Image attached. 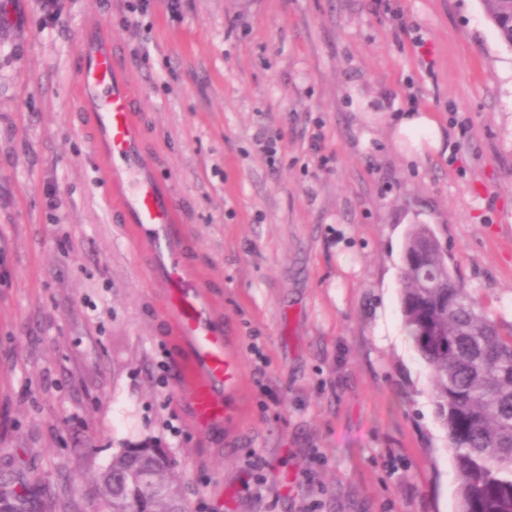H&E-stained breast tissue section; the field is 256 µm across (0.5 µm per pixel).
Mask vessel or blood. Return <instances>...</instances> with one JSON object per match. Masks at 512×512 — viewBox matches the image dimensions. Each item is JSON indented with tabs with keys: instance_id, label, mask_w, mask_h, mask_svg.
<instances>
[{
	"instance_id": "obj_1",
	"label": "vessel or blood",
	"mask_w": 512,
	"mask_h": 512,
	"mask_svg": "<svg viewBox=\"0 0 512 512\" xmlns=\"http://www.w3.org/2000/svg\"><path fill=\"white\" fill-rule=\"evenodd\" d=\"M74 87L107 197L121 222L139 234L146 260L166 290L173 331L191 346L190 358L177 362L176 370L192 392L196 422L205 428L223 421L229 415L224 394L240 385L242 366L216 327L200 278L179 258L175 231L181 205L145 158L137 93L111 34L98 20H88L82 29Z\"/></svg>"
}]
</instances>
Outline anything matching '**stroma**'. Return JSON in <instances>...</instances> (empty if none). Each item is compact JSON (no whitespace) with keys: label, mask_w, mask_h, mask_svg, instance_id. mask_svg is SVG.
<instances>
[{"label":"stroma","mask_w":512,"mask_h":512,"mask_svg":"<svg viewBox=\"0 0 512 512\" xmlns=\"http://www.w3.org/2000/svg\"><path fill=\"white\" fill-rule=\"evenodd\" d=\"M43 4L0 0V473L97 512L98 470L146 439L188 512H456L400 276L408 231L429 225L512 322V49L480 0ZM91 18L129 68L145 156L181 202V261L243 367L207 430L172 370L190 349L75 110ZM411 109L440 149L397 142ZM394 125L395 137L413 136V153L441 147L444 134L436 120L428 112H402Z\"/></svg>","instance_id":"obj_1"}]
</instances>
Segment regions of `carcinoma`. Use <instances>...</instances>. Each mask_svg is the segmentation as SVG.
Segmentation results:
<instances>
[{
    "label": "carcinoma",
    "mask_w": 512,
    "mask_h": 512,
    "mask_svg": "<svg viewBox=\"0 0 512 512\" xmlns=\"http://www.w3.org/2000/svg\"><path fill=\"white\" fill-rule=\"evenodd\" d=\"M499 39L512 48V0H481ZM403 254V328L432 383L436 418L456 466L457 509L512 512V324L454 276L429 226L416 225ZM15 480L0 475V512H26ZM103 512H187L169 457L150 443L112 454L94 479Z\"/></svg>",
    "instance_id": "carcinoma-1"
}]
</instances>
